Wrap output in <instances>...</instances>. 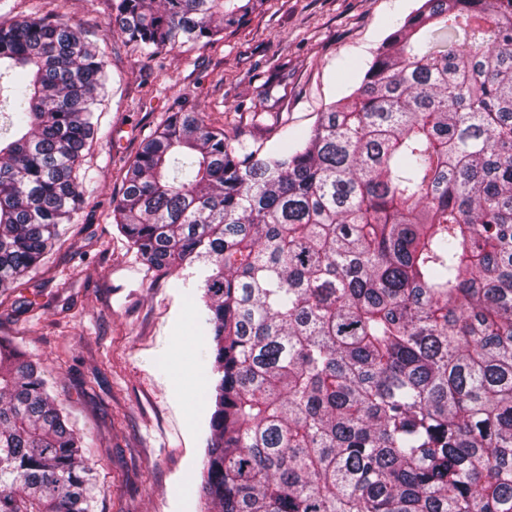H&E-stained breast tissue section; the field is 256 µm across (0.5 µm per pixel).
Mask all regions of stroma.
Listing matches in <instances>:
<instances>
[{
    "mask_svg": "<svg viewBox=\"0 0 512 512\" xmlns=\"http://www.w3.org/2000/svg\"><path fill=\"white\" fill-rule=\"evenodd\" d=\"M419 0H264L213 45L148 57L112 31L111 0H0V20L45 16L96 44L108 74L84 151L86 199L42 264L0 293V339L42 363L50 395L90 443L92 512H200L213 383L201 350L198 266L164 272L118 232L112 199L141 143L172 112L227 137L264 94L308 134L348 66Z\"/></svg>",
    "mask_w": 512,
    "mask_h": 512,
    "instance_id": "obj_1",
    "label": "stroma"
}]
</instances>
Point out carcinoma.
Listing matches in <instances>:
<instances>
[{"label":"carcinoma","mask_w":512,"mask_h":512,"mask_svg":"<svg viewBox=\"0 0 512 512\" xmlns=\"http://www.w3.org/2000/svg\"><path fill=\"white\" fill-rule=\"evenodd\" d=\"M258 0H112L149 57ZM102 60L0 22V290L82 202ZM261 154L174 112L112 217L148 263L208 268L207 512H512V0H424L308 135ZM86 443L0 345V512H91Z\"/></svg>","instance_id":"cac0c4a2"}]
</instances>
